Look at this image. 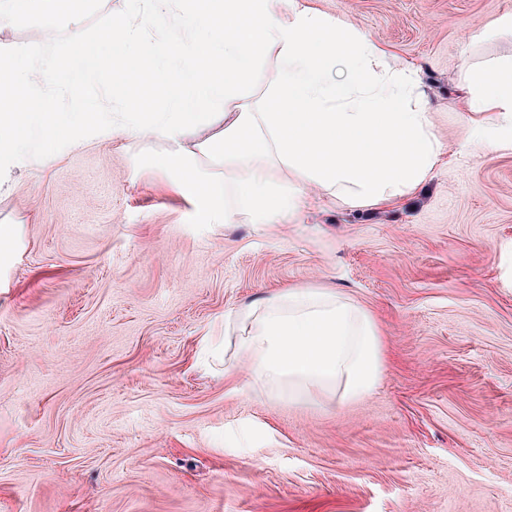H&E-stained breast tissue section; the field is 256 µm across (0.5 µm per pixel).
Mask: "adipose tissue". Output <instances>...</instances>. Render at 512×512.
Returning <instances> with one entry per match:
<instances>
[{
	"label": "adipose tissue",
	"mask_w": 512,
	"mask_h": 512,
	"mask_svg": "<svg viewBox=\"0 0 512 512\" xmlns=\"http://www.w3.org/2000/svg\"><path fill=\"white\" fill-rule=\"evenodd\" d=\"M147 16L114 21L105 43L122 41L142 63L116 74L123 85L174 91L170 112H106L95 100L83 111L56 112L35 74L11 82L0 103V160L29 161L49 147H71L108 135L150 130L171 146L158 163L197 202L201 224L302 223L315 197L346 205L392 204L425 183L445 151L433 132L416 70L392 64L364 32L332 24L301 0H149ZM163 28L182 59L169 72L157 64L146 23ZM63 77L82 86L100 66L96 48L74 29H50L46 53L60 47ZM275 55L271 85L249 91V78ZM470 144L512 149V61L464 67ZM223 166L214 175L209 162ZM252 373L302 398L334 392L340 401L369 397L384 368L374 317L350 299L315 288H283L237 312Z\"/></svg>",
	"instance_id": "1"
}]
</instances>
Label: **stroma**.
I'll use <instances>...</instances> for the list:
<instances>
[{"label": "stroma", "instance_id": "35a3bbf8", "mask_svg": "<svg viewBox=\"0 0 512 512\" xmlns=\"http://www.w3.org/2000/svg\"><path fill=\"white\" fill-rule=\"evenodd\" d=\"M419 70L446 163L394 205L325 198L300 224H200L154 134L0 166L22 244L0 290V512H512V150L460 151L462 58L512 56V0H305ZM145 0L48 18L14 0L0 61L79 112L50 23L97 38ZM111 111L133 90L103 51ZM368 310L385 366L317 405L251 378L229 313L283 288Z\"/></svg>", "mask_w": 512, "mask_h": 512}]
</instances>
